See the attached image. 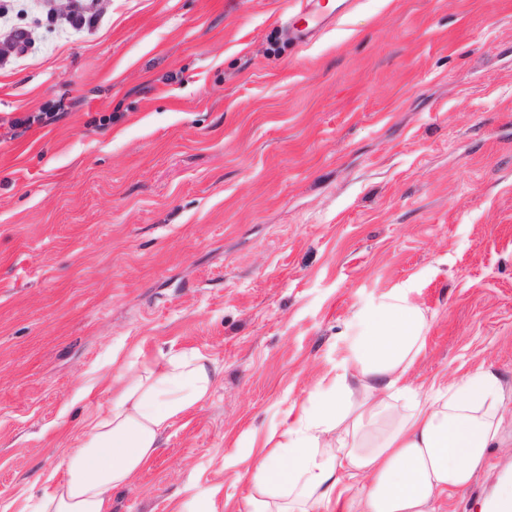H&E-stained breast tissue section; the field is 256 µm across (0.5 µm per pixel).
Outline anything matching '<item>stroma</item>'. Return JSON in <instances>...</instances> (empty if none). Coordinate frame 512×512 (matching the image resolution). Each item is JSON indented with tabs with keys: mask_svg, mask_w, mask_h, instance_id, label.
I'll return each instance as SVG.
<instances>
[{
	"mask_svg": "<svg viewBox=\"0 0 512 512\" xmlns=\"http://www.w3.org/2000/svg\"><path fill=\"white\" fill-rule=\"evenodd\" d=\"M8 0L0 64V512H28L114 361L196 348L213 396L112 512H247L242 462L402 283L430 323L409 380L512 386V0ZM53 112L30 128L15 117ZM502 447L447 512H481ZM299 9L287 25L289 38L306 42L332 26L336 9L328 10L320 0H300Z\"/></svg>",
	"mask_w": 512,
	"mask_h": 512,
	"instance_id": "obj_1",
	"label": "stroma"
}]
</instances>
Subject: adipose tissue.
I'll use <instances>...</instances> for the list:
<instances>
[{
    "mask_svg": "<svg viewBox=\"0 0 512 512\" xmlns=\"http://www.w3.org/2000/svg\"><path fill=\"white\" fill-rule=\"evenodd\" d=\"M429 321L406 287L353 314L349 357L324 386L290 409L249 474L248 512H442L466 490L501 438L508 393L480 367L427 391L407 381ZM213 360L189 348L127 362L103 411L85 422L30 512H112L164 436L207 402Z\"/></svg>",
    "mask_w": 512,
    "mask_h": 512,
    "instance_id": "1",
    "label": "adipose tissue"
}]
</instances>
